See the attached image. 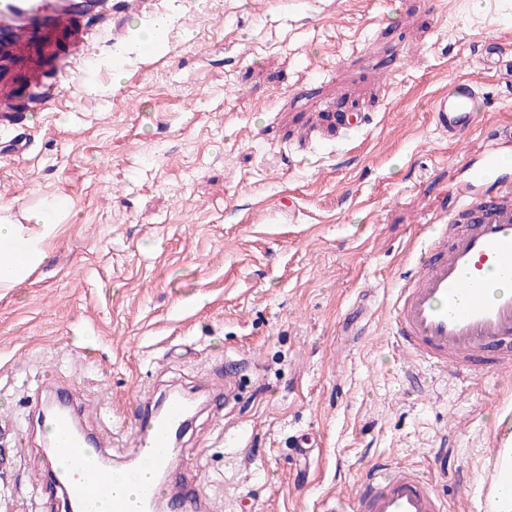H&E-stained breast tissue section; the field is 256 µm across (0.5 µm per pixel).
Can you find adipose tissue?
Segmentation results:
<instances>
[{"instance_id":"ef3b65f1","label":"adipose tissue","mask_w":512,"mask_h":512,"mask_svg":"<svg viewBox=\"0 0 512 512\" xmlns=\"http://www.w3.org/2000/svg\"><path fill=\"white\" fill-rule=\"evenodd\" d=\"M69 202L53 199L47 206L26 210L23 223L0 219V288L24 282L45 259V243L60 225L69 223Z\"/></svg>"}]
</instances>
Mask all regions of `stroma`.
Masks as SVG:
<instances>
[{"label":"stroma","instance_id":"stroma-1","mask_svg":"<svg viewBox=\"0 0 512 512\" xmlns=\"http://www.w3.org/2000/svg\"><path fill=\"white\" fill-rule=\"evenodd\" d=\"M160 4L177 16L162 54L51 111L0 59L29 144L13 154L0 127V213L55 196L74 213L0 293V512L47 467L34 391L69 392L87 432L125 424L103 450L123 465L138 389L228 376L182 439L212 512H323L381 460L423 469L446 512H483L512 376L448 378L387 319L431 225L485 195L456 194L471 163L498 153L512 188V0ZM459 81L480 119L454 140L430 103Z\"/></svg>","mask_w":512,"mask_h":512}]
</instances>
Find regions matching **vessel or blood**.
<instances>
[{
  "label": "vessel or blood",
  "instance_id": "1",
  "mask_svg": "<svg viewBox=\"0 0 512 512\" xmlns=\"http://www.w3.org/2000/svg\"><path fill=\"white\" fill-rule=\"evenodd\" d=\"M90 7L88 0H0V58L8 57L29 72L27 96L42 112L67 92V84L50 85L40 62L28 49L52 32L65 34L68 46L54 58L60 70L91 56L89 36L77 23ZM123 28L113 31L107 65L124 68L129 54ZM475 91L463 83L438 95L431 104L437 128L460 138L477 123ZM498 159L485 155L471 169L470 180L458 188L470 195L479 183L498 186ZM512 280V195L487 197L476 205L467 224H440L423 245L408 274L395 291L389 309V329L403 350L430 368L457 377L470 372H512V291L489 295L493 279ZM185 402L169 396L160 413L135 422L136 463L153 473L134 500L116 496L121 469L101 466L96 443L80 437L67 414L54 419L53 461L56 486L72 512H197L196 498L185 485H172L164 476L175 465L170 441L186 416ZM327 512H445V502L433 484L408 467L377 466L356 482L351 499H337Z\"/></svg>",
  "mask_w": 512,
  "mask_h": 512
}]
</instances>
